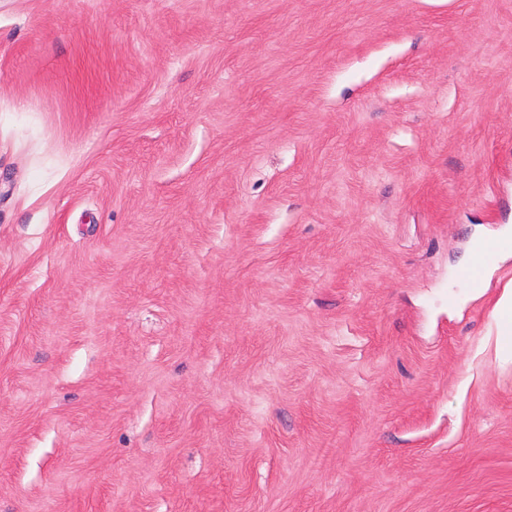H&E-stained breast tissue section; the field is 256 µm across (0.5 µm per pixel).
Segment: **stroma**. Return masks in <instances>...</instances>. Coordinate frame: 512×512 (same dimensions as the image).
<instances>
[{"instance_id": "35a3bbf8", "label": "stroma", "mask_w": 512, "mask_h": 512, "mask_svg": "<svg viewBox=\"0 0 512 512\" xmlns=\"http://www.w3.org/2000/svg\"><path fill=\"white\" fill-rule=\"evenodd\" d=\"M507 228L512 0H0V512H512ZM493 311L499 325L498 344H507L512 341V280L501 289Z\"/></svg>"}]
</instances>
